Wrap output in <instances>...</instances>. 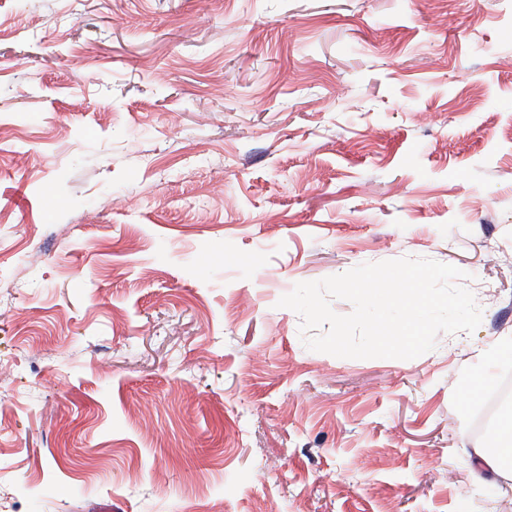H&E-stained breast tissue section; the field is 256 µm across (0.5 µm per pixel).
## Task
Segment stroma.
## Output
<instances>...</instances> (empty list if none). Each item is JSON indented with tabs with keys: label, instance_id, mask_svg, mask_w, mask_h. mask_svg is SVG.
Instances as JSON below:
<instances>
[{
	"label": "stroma",
	"instance_id": "1",
	"mask_svg": "<svg viewBox=\"0 0 512 512\" xmlns=\"http://www.w3.org/2000/svg\"><path fill=\"white\" fill-rule=\"evenodd\" d=\"M461 269L410 359L279 299ZM512 0H0V512H512ZM490 438L496 442L494 448H484L479 452L481 470L493 474L512 476V412L509 411L493 428Z\"/></svg>",
	"mask_w": 512,
	"mask_h": 512
}]
</instances>
